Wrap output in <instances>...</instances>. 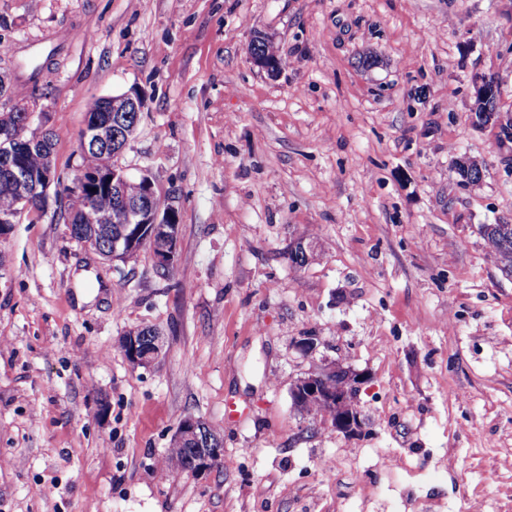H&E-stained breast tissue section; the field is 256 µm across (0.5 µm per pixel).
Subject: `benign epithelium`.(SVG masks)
Returning <instances> with one entry per match:
<instances>
[{
    "mask_svg": "<svg viewBox=\"0 0 512 512\" xmlns=\"http://www.w3.org/2000/svg\"><path fill=\"white\" fill-rule=\"evenodd\" d=\"M497 96L496 83L492 80L485 79L476 85L477 105L483 107L482 118L488 119V122L497 128L500 148L512 151V113L496 112L485 106L487 101L497 100ZM107 100L112 112L139 113L145 109V100L137 92L112 95L107 97ZM112 140V121L85 124L82 134L83 147L109 146ZM16 142L17 139L10 137L0 146V162L9 173L12 184V195L4 201L0 200V237L8 233L9 226L18 216L27 212V203L32 197L35 196L42 203H47L50 192L59 190L61 182L60 174L50 155L46 157L44 167L37 174L30 173L16 163L14 157L19 150ZM126 179V170L113 163L109 157L100 169L79 172L70 189L83 191L93 199L96 191L116 190ZM140 182L144 189V204L134 208L128 206L120 213L119 223L125 225L124 231L115 241L111 253L104 255V260L111 263L119 262L126 249L135 245H147L153 253L156 266L170 269L176 261L179 243L177 208L170 202L165 205L154 204L157 194L149 175H141ZM122 349L131 365L148 366L160 356L163 341L157 332L140 339L133 335L124 339ZM339 367L340 364L337 363L328 369L312 371L299 378L291 388V399L298 405L311 401L327 405L331 410L328 419L331 427L344 435H353L361 431V420L351 403L356 401L360 387L365 382V376L349 368L347 385L334 391L327 386L326 378ZM205 441L211 442V437L206 433L205 422L202 419L188 415L180 421L174 442L193 451L186 473L204 474L222 457V441H217V448L203 447Z\"/></svg>",
    "mask_w": 512,
    "mask_h": 512,
    "instance_id": "benign-epithelium-1",
    "label": "benign epithelium"
}]
</instances>
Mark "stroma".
Segmentation results:
<instances>
[{
  "mask_svg": "<svg viewBox=\"0 0 512 512\" xmlns=\"http://www.w3.org/2000/svg\"><path fill=\"white\" fill-rule=\"evenodd\" d=\"M0 68L67 182L92 102L138 90L120 163L180 219L165 271L55 203L0 238V512H512V277L478 233L512 224V156L474 116L484 78L512 110V0H0ZM334 362L366 377L353 437L292 404ZM188 415L224 454L160 478ZM250 53L253 57H261L266 61H274L280 66L284 63V60L277 54L276 47L270 40L258 42L252 40L250 44ZM263 59L254 58V61L259 67L265 69L268 73H275L277 70L273 71L270 66L265 64ZM132 330H136L139 337L153 331V329L147 327ZM122 349L131 365L135 367L148 366L160 356L163 350V341L158 331L147 335L146 339L142 337L137 339L133 334V336H127L124 339Z\"/></svg>",
  "mask_w": 512,
  "mask_h": 512,
  "instance_id": "obj_1",
  "label": "stroma"
}]
</instances>
